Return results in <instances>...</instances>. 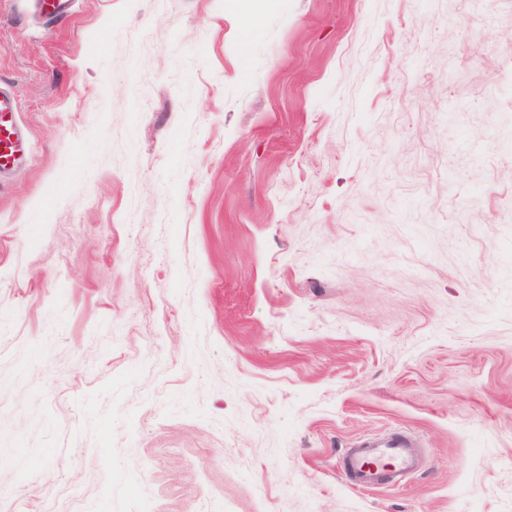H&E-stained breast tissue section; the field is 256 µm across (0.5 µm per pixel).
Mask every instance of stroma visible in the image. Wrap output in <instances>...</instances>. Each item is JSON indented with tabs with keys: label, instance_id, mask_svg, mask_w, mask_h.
I'll return each instance as SVG.
<instances>
[{
	"label": "stroma",
	"instance_id": "35a3bbf8",
	"mask_svg": "<svg viewBox=\"0 0 512 512\" xmlns=\"http://www.w3.org/2000/svg\"><path fill=\"white\" fill-rule=\"evenodd\" d=\"M0 81V512H512V0H0ZM16 112L13 91L0 83V175L15 169L27 152L28 135L16 121ZM338 468L356 489L403 486L420 470V450L405 433L365 437L338 458Z\"/></svg>",
	"mask_w": 512,
	"mask_h": 512
}]
</instances>
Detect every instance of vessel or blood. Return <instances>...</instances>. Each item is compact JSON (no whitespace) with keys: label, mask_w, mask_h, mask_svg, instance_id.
Instances as JSON below:
<instances>
[{"label":"vessel or blood","mask_w":512,"mask_h":512,"mask_svg":"<svg viewBox=\"0 0 512 512\" xmlns=\"http://www.w3.org/2000/svg\"><path fill=\"white\" fill-rule=\"evenodd\" d=\"M17 102L9 86L0 84V175L24 159L28 135L15 119ZM338 467L348 485L356 489L402 486L420 469V450L405 433L365 437L345 449Z\"/></svg>","instance_id":"obj_1"}]
</instances>
